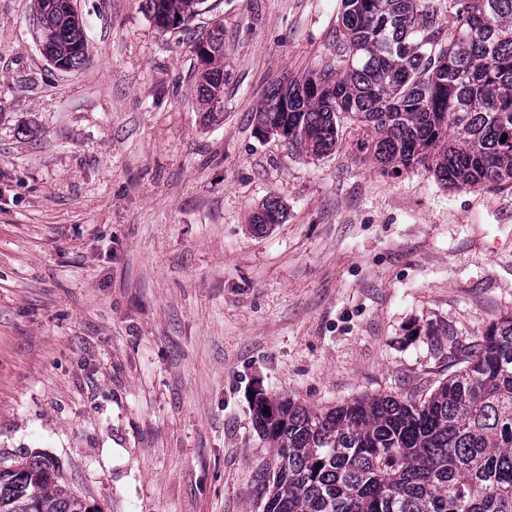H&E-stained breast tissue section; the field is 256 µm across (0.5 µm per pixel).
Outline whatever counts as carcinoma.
Returning <instances> with one entry per match:
<instances>
[{
  "label": "carcinoma",
  "mask_w": 512,
  "mask_h": 512,
  "mask_svg": "<svg viewBox=\"0 0 512 512\" xmlns=\"http://www.w3.org/2000/svg\"><path fill=\"white\" fill-rule=\"evenodd\" d=\"M32 0L58 66L86 59L83 23ZM204 0H149L155 23L183 29ZM342 71L273 88L256 130L315 156L346 118L384 171L423 168L452 189L512 188V0H448L441 28L423 0H341ZM208 119L224 99V26L192 44ZM507 138H502V135ZM284 217L270 198L251 218ZM459 371L418 399L355 398L318 411L255 394L253 421L273 448L260 476L263 512H512V314L492 323ZM0 512H95L43 459L0 464Z\"/></svg>",
  "instance_id": "obj_1"
}]
</instances>
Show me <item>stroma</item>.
<instances>
[{"mask_svg": "<svg viewBox=\"0 0 512 512\" xmlns=\"http://www.w3.org/2000/svg\"><path fill=\"white\" fill-rule=\"evenodd\" d=\"M145 3L74 0L61 71L0 0V461L53 460L97 512H262L251 392L325 410L458 371L512 314V189L384 174L346 119L323 156L257 133L271 88L340 68V0H204L188 33ZM217 23L208 122L189 36ZM284 217V209L277 198L267 199L251 218L252 224L265 228L271 224H278Z\"/></svg>", "mask_w": 512, "mask_h": 512, "instance_id": "obj_1", "label": "stroma"}]
</instances>
